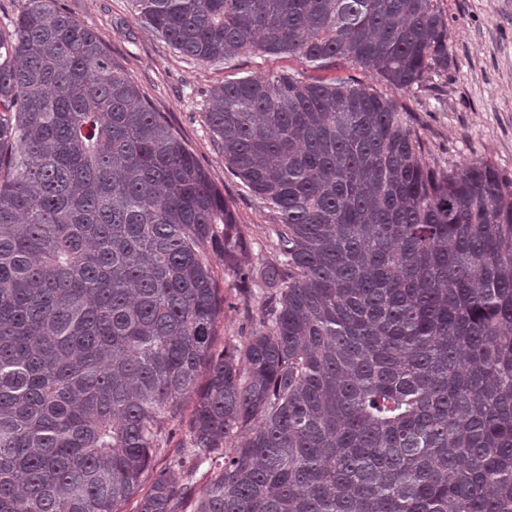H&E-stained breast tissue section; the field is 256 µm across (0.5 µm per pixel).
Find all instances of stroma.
Returning <instances> with one entry per match:
<instances>
[{"label":"stroma","mask_w":512,"mask_h":512,"mask_svg":"<svg viewBox=\"0 0 512 512\" xmlns=\"http://www.w3.org/2000/svg\"><path fill=\"white\" fill-rule=\"evenodd\" d=\"M56 5L97 33L106 52L126 68L142 95L195 152L247 228L242 268H260L275 216L227 172L224 153L206 122L210 92L224 82L277 72H300L322 80L351 77L414 112V127L431 166L484 160L512 178V0H441L448 18L451 64L447 73L432 75L426 87L415 90L387 85L375 73L355 66L316 70L301 58L255 49L227 65L202 63L179 53L140 23L129 0H56ZM211 268L224 297L214 336V348L220 351L257 328L259 303L242 300L223 257L213 256ZM186 429V418L171 422L163 448L141 477L142 490H149L159 473L172 469L183 452Z\"/></svg>","instance_id":"obj_1"}]
</instances>
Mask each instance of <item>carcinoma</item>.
Listing matches in <instances>:
<instances>
[{
	"label": "carcinoma",
	"instance_id": "cac0c4a2",
	"mask_svg": "<svg viewBox=\"0 0 512 512\" xmlns=\"http://www.w3.org/2000/svg\"><path fill=\"white\" fill-rule=\"evenodd\" d=\"M28 0L0 32V512H122L192 405L196 512H512V180L437 174L352 79L213 89L245 225L97 34ZM180 53L251 48L400 89L447 71L440 0H131ZM266 293L215 352L210 257ZM184 461L136 512H178Z\"/></svg>",
	"mask_w": 512,
	"mask_h": 512
}]
</instances>
